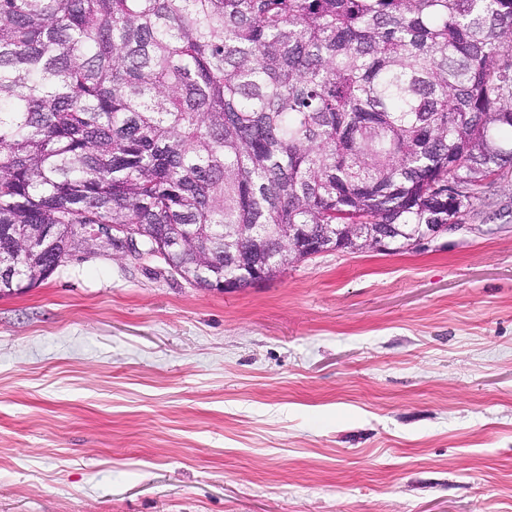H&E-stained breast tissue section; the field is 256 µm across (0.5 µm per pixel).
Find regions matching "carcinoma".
I'll list each match as a JSON object with an SVG mask.
<instances>
[{
	"label": "carcinoma",
	"mask_w": 512,
	"mask_h": 512,
	"mask_svg": "<svg viewBox=\"0 0 512 512\" xmlns=\"http://www.w3.org/2000/svg\"><path fill=\"white\" fill-rule=\"evenodd\" d=\"M510 141L512 0H0V292L85 224L246 288L303 259L284 224L452 223Z\"/></svg>",
	"instance_id": "cac0c4a2"
}]
</instances>
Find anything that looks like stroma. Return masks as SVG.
Masks as SVG:
<instances>
[{"instance_id": "obj_1", "label": "stroma", "mask_w": 512, "mask_h": 512, "mask_svg": "<svg viewBox=\"0 0 512 512\" xmlns=\"http://www.w3.org/2000/svg\"><path fill=\"white\" fill-rule=\"evenodd\" d=\"M419 247L0 297V512H512V167Z\"/></svg>"}]
</instances>
